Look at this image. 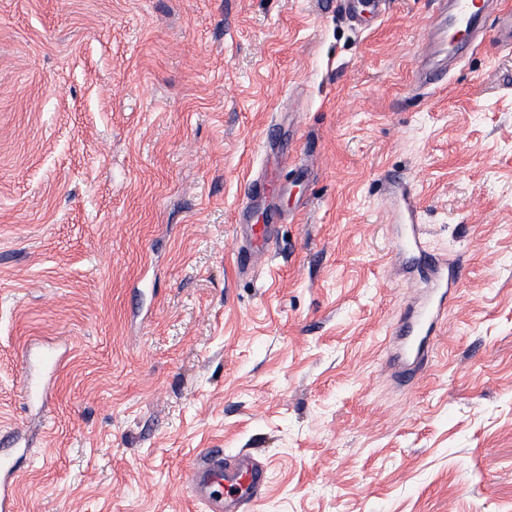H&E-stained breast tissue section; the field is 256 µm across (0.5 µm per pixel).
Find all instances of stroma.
<instances>
[{
	"mask_svg": "<svg viewBox=\"0 0 512 512\" xmlns=\"http://www.w3.org/2000/svg\"><path fill=\"white\" fill-rule=\"evenodd\" d=\"M0 0V432L18 512H512V48L418 88L434 0ZM277 126L285 220L253 276L236 209ZM281 152V153H282ZM461 270L433 358L390 359L425 288L396 183ZM59 364L23 400L24 354ZM185 482L209 512H241L266 485V466L245 453L232 462H225L222 455L205 454L189 470Z\"/></svg>",
	"mask_w": 512,
	"mask_h": 512,
	"instance_id": "1",
	"label": "stroma"
}]
</instances>
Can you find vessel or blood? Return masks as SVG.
<instances>
[{
  "label": "vessel or blood",
  "instance_id": "1",
  "mask_svg": "<svg viewBox=\"0 0 512 512\" xmlns=\"http://www.w3.org/2000/svg\"><path fill=\"white\" fill-rule=\"evenodd\" d=\"M488 3L489 0H436L433 25L427 34L429 51L419 65L426 86L434 87L444 80L449 52H461L475 45L484 32L481 19L488 12ZM287 189V184L274 178L256 182L239 206L236 224L243 242L238 263L241 271H251L271 251L276 242L273 227L282 221L279 213L269 211L264 224L254 223L253 212L259 201L274 191ZM417 215L416 195L410 188H403L397 221L405 225L406 232L397 242L399 249L412 252L420 249ZM459 273L458 265L447 259L431 262L428 292L401 329L400 356L406 364L419 368L427 365ZM16 473L13 450L0 448V512L15 510ZM185 482L193 497L205 503L209 512H241L265 486L266 467L245 453L230 462L223 456L206 454L189 470Z\"/></svg>",
  "mask_w": 512,
  "mask_h": 512
}]
</instances>
